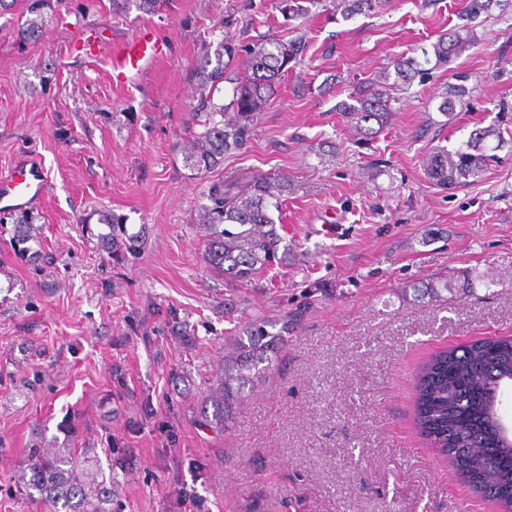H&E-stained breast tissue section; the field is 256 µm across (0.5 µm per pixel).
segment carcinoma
I'll return each instance as SVG.
<instances>
[{
	"mask_svg": "<svg viewBox=\"0 0 512 512\" xmlns=\"http://www.w3.org/2000/svg\"><path fill=\"white\" fill-rule=\"evenodd\" d=\"M505 0H469L468 12L461 16L465 24L442 36L434 44L438 61L449 62L460 55L471 42L468 22L481 14H489L504 6ZM44 0H31L23 38L40 33L45 27L41 12ZM159 0H113V5L126 11L134 8L151 13ZM335 13L345 20L374 10L376 0H331ZM306 51L300 38L288 41L269 38L244 45L232 38L202 47L194 69L197 105L201 131L193 134L182 148L184 166L198 174L207 173L224 164V156L240 150L250 140L254 121L269 101L270 90L298 63ZM246 58L245 72L234 71L235 63ZM395 78L384 76L380 88L358 90L351 102H343V112L356 120L365 134L374 133L368 123L382 127L391 112L392 92L398 86H410L422 69L414 58L394 61ZM232 85L231 99L224 103L215 99L219 84ZM490 130H476L455 152V156L438 151L431 156L429 177L443 185L461 178L476 179L486 166L484 142ZM289 179L282 173L260 174L244 169L233 179L216 181L209 187L208 203L201 206L197 223L208 230L203 259L206 267L232 281L247 283L261 269L277 258L283 237L269 214L270 200L288 192ZM228 224L249 226L246 236L228 228ZM117 218H112V260L123 259L124 250L134 245ZM450 291L448 283L434 281L414 288L415 297L432 301L442 299ZM291 323L282 320L273 334L262 325L234 339L224 356L220 380L207 401L213 407L214 423L222 425L234 413L246 388L263 377L287 342ZM512 374V338H487L442 351L423 366L417 384L416 416L422 432L448 457L456 471L469 478L483 496L512 505V447H502L498 439L497 421L491 413L490 400L500 377ZM31 475L24 488L38 494L53 512H108L112 503V486L85 482L74 460H62L38 448L30 449Z\"/></svg>",
	"mask_w": 512,
	"mask_h": 512,
	"instance_id": "cac0c4a2",
	"label": "carcinoma"
}]
</instances>
